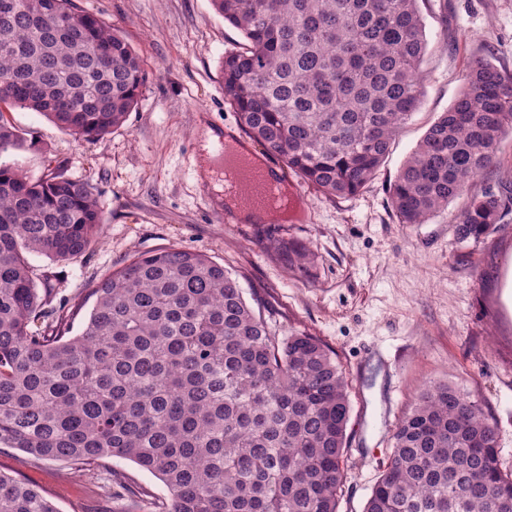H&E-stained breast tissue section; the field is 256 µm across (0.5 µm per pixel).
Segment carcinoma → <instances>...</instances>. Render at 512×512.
I'll use <instances>...</instances> for the list:
<instances>
[{
    "label": "carcinoma",
    "mask_w": 512,
    "mask_h": 512,
    "mask_svg": "<svg viewBox=\"0 0 512 512\" xmlns=\"http://www.w3.org/2000/svg\"><path fill=\"white\" fill-rule=\"evenodd\" d=\"M0 11V154L26 139L20 107L78 139L121 127L147 80L143 58L77 0H11ZM242 34L224 55V104L242 130L327 198L376 176L421 104L427 39L417 0H211ZM512 129V74L484 56L391 188L400 224H425L497 160ZM512 212V189L455 213L462 242ZM96 187L61 171L0 165V447L79 467L129 460L164 484V503L125 512H338L347 481L346 377L316 337L279 338L209 257L169 247L92 288L82 331L48 316L30 256L65 261L94 241ZM304 270L313 253L270 242ZM0 512H58L0 472ZM363 512H512L498 431L460 387H426L394 426Z\"/></svg>",
    "instance_id": "carcinoma-1"
}]
</instances>
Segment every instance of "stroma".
Wrapping results in <instances>:
<instances>
[{
  "label": "stroma",
  "instance_id": "1",
  "mask_svg": "<svg viewBox=\"0 0 512 512\" xmlns=\"http://www.w3.org/2000/svg\"><path fill=\"white\" fill-rule=\"evenodd\" d=\"M119 30L146 61L148 80L126 122L101 139H75L39 113L14 108L8 119L29 144L0 154L38 178L61 169L93 183L104 224L90 249L68 261L33 255L37 284L51 290L47 310L78 334L89 292L134 257L171 246L224 265L246 302L279 336L317 337L342 368L352 405L348 481L339 512H362L390 452L395 423L420 391L453 383L482 403L498 430L504 469L512 470V216L480 241H460L451 215L470 197L512 183V131L495 168L468 194L424 224H401L390 186L415 145L466 84L473 57L512 72V0H418L427 52L422 102L391 144L375 178L359 193L329 199L302 183L301 220L225 225L214 213L224 188V151L203 134L238 130L224 103L221 64L244 39L211 0H78ZM286 239L309 248L306 274L276 260L268 246ZM0 472L43 490L58 512H122L106 494L122 481L160 499L162 482L129 460L81 468L28 462L0 448Z\"/></svg>",
  "mask_w": 512,
  "mask_h": 512
}]
</instances>
